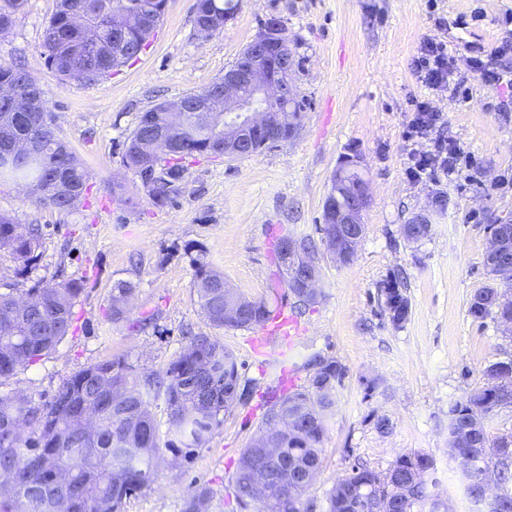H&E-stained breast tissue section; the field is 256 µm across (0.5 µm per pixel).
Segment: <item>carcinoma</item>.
I'll return each mask as SVG.
<instances>
[{"label": "carcinoma", "mask_w": 512, "mask_h": 512, "mask_svg": "<svg viewBox=\"0 0 512 512\" xmlns=\"http://www.w3.org/2000/svg\"><path fill=\"white\" fill-rule=\"evenodd\" d=\"M23 0H0V29L14 23V14ZM164 0H56L45 33L44 48L50 68L62 79L92 69V80L110 76L136 58L148 44L163 17ZM237 4L231 0H195L198 24L215 32L231 19ZM127 13L142 15L144 27L125 32L124 46L112 40V28ZM14 89L19 97L28 89H39L38 104L28 110H14L0 102V152L14 141L26 143L30 154L17 164L0 166V180L35 185L30 193L35 202L67 211L81 201L87 190L88 171L74 158L68 145L44 128L39 117L51 115L41 85L21 66L0 64V86ZM140 128L127 137L124 163L136 170L154 164L141 143ZM181 151L161 159L168 178L161 179L153 204L165 206L177 197V181L185 177L188 163L207 154L212 125L204 117L187 119L180 125ZM500 246L512 257V223L496 224ZM38 236L31 228L18 230L11 217L0 215V250L8 251L24 265L31 262ZM490 283L472 296L468 312L475 319L491 314L500 322L512 323V295L497 288L501 263L484 260ZM194 289L199 306L211 326L218 330L253 329L267 324L274 313L264 301L236 324L224 323V275L205 262L196 266ZM83 284L74 280L49 284L35 283L27 291L29 307L22 311L13 289L0 291V337H12L13 363H0V378L53 351L68 335L76 300ZM135 294V286L125 280L112 285V321L122 320ZM392 304V318L404 322L409 303L400 289L386 291ZM111 372L105 401L98 397L96 376ZM166 379L155 381L134 376L121 358L87 366L65 380L48 401L37 402L23 393L0 395V476L10 478V486L0 492V512H123L137 492L148 487L160 454V438L153 416V400L162 399L168 411L166 447L174 455L206 443L237 400L239 369L234 351L210 336H193L167 368ZM342 377L341 365L332 357L320 359L308 387L284 392L264 414L265 447L251 441L238 461L233 477L238 502H257L261 512H302L288 503V483L319 470L325 417L334 406L332 394ZM499 396L488 386L470 393L450 409L448 456L461 462L469 455L485 452L502 454L497 479L502 487L512 484V453L501 451V437L493 438L486 428L470 429V418H481L497 407ZM279 449L292 459L296 470L282 471L276 457L265 448ZM55 458L67 464L68 474L56 479L41 470L43 461ZM267 470L271 480L261 483L259 472ZM372 469L355 465L339 479L327 498V512H372L374 490L369 485ZM395 512H425L433 499L427 481L406 488H391ZM210 491L201 487L185 502L183 512H207Z\"/></svg>", "instance_id": "1"}]
</instances>
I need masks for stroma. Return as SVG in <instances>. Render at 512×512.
<instances>
[{"label":"stroma","instance_id":"1","mask_svg":"<svg viewBox=\"0 0 512 512\" xmlns=\"http://www.w3.org/2000/svg\"><path fill=\"white\" fill-rule=\"evenodd\" d=\"M194 3L167 0L148 47L93 84L62 81L47 65L43 42L55 0H24L0 36V62L22 63L39 81L56 134L90 174L84 198L68 212L0 183V214L40 231L29 266L0 251V288L11 285L21 296L39 281L84 283L69 334L0 380V394L21 390L44 401L79 370L111 358L140 377L161 376L186 334L216 336L237 356L245 399L189 457L165 453L149 488L124 512H182L201 486L212 491L209 512H258V504L243 509L234 497L240 453L262 427L283 370L305 387L310 356L332 357L344 376L303 512H326L329 491L355 463L383 471L410 451L433 459L431 492L448 512H472L448 456L449 410L484 386L485 366L512 356V336L494 317L468 313L489 281L491 227L512 219V104L472 59L477 48L496 49L498 67L512 72V0H238L234 17L209 38L197 31ZM271 17L300 62L290 75L304 98L297 135L250 156L198 159L175 201L154 206L122 162L128 135L146 110L222 77ZM427 41L446 45L458 90L422 83L414 61ZM419 101L443 114L422 138L409 133ZM439 138L460 148L455 173L409 179L412 153ZM352 154L362 159L370 204L365 235L341 264L322 248V212L336 167ZM421 218L428 236L406 239L404 225ZM283 234L318 244L321 299L299 315L293 349L264 357L253 349L257 330L211 326L193 289L195 262H208L246 297L289 312L296 299L274 264ZM394 278L410 304L401 324L390 320L382 293ZM119 280L136 292L126 319L116 322L111 298ZM381 418L387 431L375 427Z\"/></svg>","mask_w":512,"mask_h":512}]
</instances>
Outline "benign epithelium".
<instances>
[{"label":"benign epithelium","mask_w":512,"mask_h":512,"mask_svg":"<svg viewBox=\"0 0 512 512\" xmlns=\"http://www.w3.org/2000/svg\"><path fill=\"white\" fill-rule=\"evenodd\" d=\"M294 52L283 24L276 18L265 22L256 37L248 44L238 61L224 71L220 78L223 87L222 112L213 106L214 88L208 87L192 95L188 102L179 98L162 103L161 112L167 124H179L185 112H210L215 136L208 142L209 152L226 158L251 154L256 142L276 146L292 139L299 128L298 117L289 113L283 105L298 95L290 80ZM248 89L245 98L242 89ZM362 166L358 156L343 158L333 174L336 188L330 190L323 206V221L336 225V236L344 242V248L336 249V259L348 262L364 236L366 225L363 214L369 202V185L363 178L352 174ZM283 254L296 260V272L289 281V288L296 297L305 298L317 290L318 264L306 247V241L285 236L280 242ZM228 301L224 303V322L239 320L242 312L256 306L224 284ZM493 463L483 460L481 466L483 494L477 499V508L483 512H496L506 491L496 492L488 481Z\"/></svg>","instance_id":"obj_1"}]
</instances>
